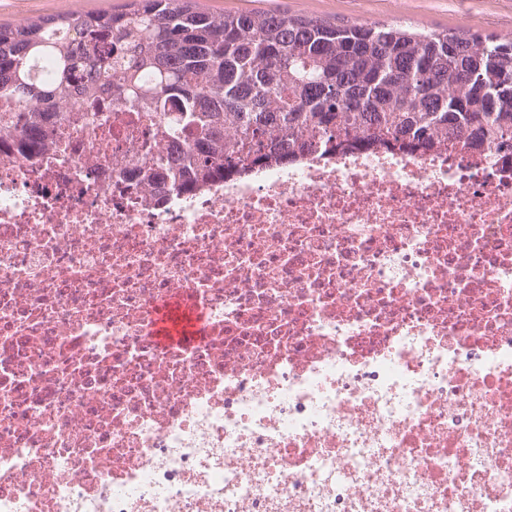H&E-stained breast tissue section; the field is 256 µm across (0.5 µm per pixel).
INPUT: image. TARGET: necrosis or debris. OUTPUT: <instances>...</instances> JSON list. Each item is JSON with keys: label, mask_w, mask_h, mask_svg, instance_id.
Here are the masks:
<instances>
[{"label": "necrosis or debris", "mask_w": 512, "mask_h": 512, "mask_svg": "<svg viewBox=\"0 0 512 512\" xmlns=\"http://www.w3.org/2000/svg\"><path fill=\"white\" fill-rule=\"evenodd\" d=\"M157 130L0 131V512H512V158L131 185ZM202 318L176 303L162 307L157 315L156 338L162 343L183 341L195 334Z\"/></svg>", "instance_id": "4bbe7bcc"}]
</instances>
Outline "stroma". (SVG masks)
Wrapping results in <instances>:
<instances>
[{
  "mask_svg": "<svg viewBox=\"0 0 512 512\" xmlns=\"http://www.w3.org/2000/svg\"><path fill=\"white\" fill-rule=\"evenodd\" d=\"M131 0H0V22L27 16L121 10ZM205 9L273 10L336 23L376 22L512 35V0H196Z\"/></svg>",
  "mask_w": 512,
  "mask_h": 512,
  "instance_id": "1",
  "label": "stroma"
}]
</instances>
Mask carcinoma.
<instances>
[{
	"instance_id": "carcinoma-1",
	"label": "carcinoma",
	"mask_w": 512,
	"mask_h": 512,
	"mask_svg": "<svg viewBox=\"0 0 512 512\" xmlns=\"http://www.w3.org/2000/svg\"><path fill=\"white\" fill-rule=\"evenodd\" d=\"M0 97L19 108L0 126L32 152L89 103L153 110V176L173 189L356 143L511 153L512 36L135 0L0 23Z\"/></svg>"
}]
</instances>
